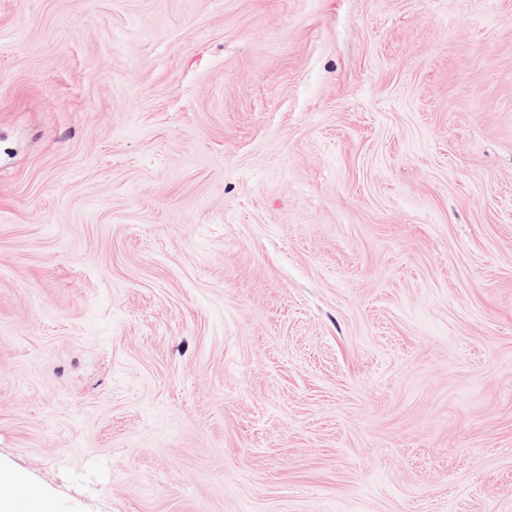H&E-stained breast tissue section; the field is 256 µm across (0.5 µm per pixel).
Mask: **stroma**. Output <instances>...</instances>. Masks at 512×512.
<instances>
[{
  "label": "stroma",
  "mask_w": 512,
  "mask_h": 512,
  "mask_svg": "<svg viewBox=\"0 0 512 512\" xmlns=\"http://www.w3.org/2000/svg\"><path fill=\"white\" fill-rule=\"evenodd\" d=\"M0 466L512 512V0H0Z\"/></svg>",
  "instance_id": "35a3bbf8"
}]
</instances>
